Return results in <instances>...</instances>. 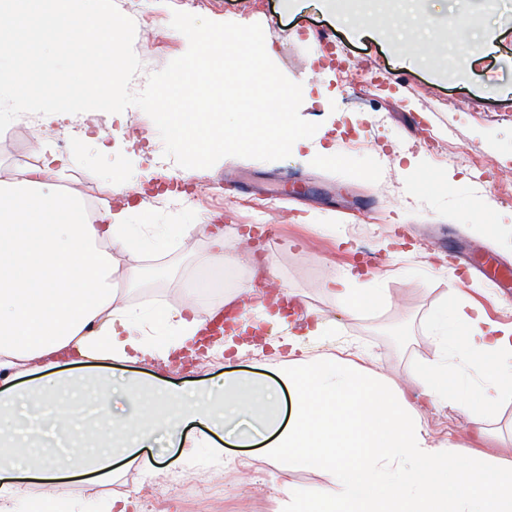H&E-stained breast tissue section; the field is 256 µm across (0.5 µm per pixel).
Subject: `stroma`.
<instances>
[{"mask_svg":"<svg viewBox=\"0 0 512 512\" xmlns=\"http://www.w3.org/2000/svg\"><path fill=\"white\" fill-rule=\"evenodd\" d=\"M136 27L133 48L142 63L130 83L141 92L150 74L182 56L187 38L171 26L174 11L214 22L260 24L270 58L302 86L301 116L320 132L290 157L264 162L226 157L207 169H184L163 155L152 119L135 106L121 118L98 121L89 112L82 136L60 146L62 126L46 141L70 163L58 190H79L97 210L111 205L105 173L126 171L136 186L129 193L139 224H192V241L160 252L115 250L125 302L147 299L177 307L187 285L199 286L200 303L222 301L201 286L200 260L212 250L216 227L233 244L243 282L252 256L271 268L268 290L288 288L303 307L335 322L336 333L312 341L315 352L345 357L363 353L364 367L396 384L436 357L430 318L449 297L481 304L491 321L512 323V0H499L495 14H472L464 0H401L398 21H373L354 28L330 13L322 0H115ZM464 19L467 41L445 45L431 66L409 55L414 41L442 43L443 23ZM137 137L138 153L113 151L100 157L91 140ZM335 157L324 162L319 146ZM467 151L470 163L457 154ZM39 162L34 132L0 133V168L19 159ZM441 183L432 185L427 175ZM248 189L236 202L216 194L223 179ZM301 181L306 190L281 199L282 182ZM487 203L491 228L478 234L469 216ZM277 225L281 239L265 250L256 220ZM362 272L363 283L384 289L389 302L357 317L345 315L329 290L333 277ZM253 353L234 359L209 355L188 364H140V376L186 386L222 382L226 372L246 374ZM423 424L434 443L471 449L474 460H512V395L504 396L476 437L472 414L440 405L426 407ZM183 474L148 477L124 464L107 483L80 477L62 480L59 495L93 505L132 492L140 512H276V493L264 464L241 470L208 463Z\"/></svg>","mask_w":512,"mask_h":512,"instance_id":"stroma-1","label":"stroma"}]
</instances>
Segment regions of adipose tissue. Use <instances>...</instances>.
Wrapping results in <instances>:
<instances>
[{"mask_svg":"<svg viewBox=\"0 0 512 512\" xmlns=\"http://www.w3.org/2000/svg\"><path fill=\"white\" fill-rule=\"evenodd\" d=\"M67 165L52 153L32 169H0V409L22 407L0 424V512H12L27 480L44 489L27 512H87L83 502L55 494L60 480L105 481L124 459L152 476L183 470L200 447L236 468L263 460L288 512H512V461L474 462L461 449L435 445L421 424L423 403L456 406L481 421L512 392V324L488 321L481 309L454 299L431 322L439 355L412 374L419 402L355 360L312 354L305 338L335 335L336 327L307 312L299 326L285 325L270 340L273 352H288L273 374L228 373L220 385L189 393L127 378L129 408L115 411L112 378L96 361L138 363L195 352L205 347L207 320L220 307L199 311L192 295L180 307L126 305L116 288L113 250L150 251L171 240L183 245L195 227L135 224L127 207L88 216L78 191L54 185ZM265 349L256 348V355ZM66 360L87 365V372L65 377ZM23 376L29 384L15 386ZM74 385L94 388L96 413L115 451L59 455L84 429L80 399L55 394ZM284 387L294 395L288 419L279 400ZM243 414L256 422L237 428L234 446L254 448L255 455L233 458L211 433ZM190 422L198 425L191 437L184 433ZM159 432L172 449L163 459L148 452ZM293 466L323 471L328 485L304 493L282 483L281 473Z\"/></svg>","mask_w":512,"mask_h":512,"instance_id":"ef3b65f1","label":"adipose tissue"}]
</instances>
